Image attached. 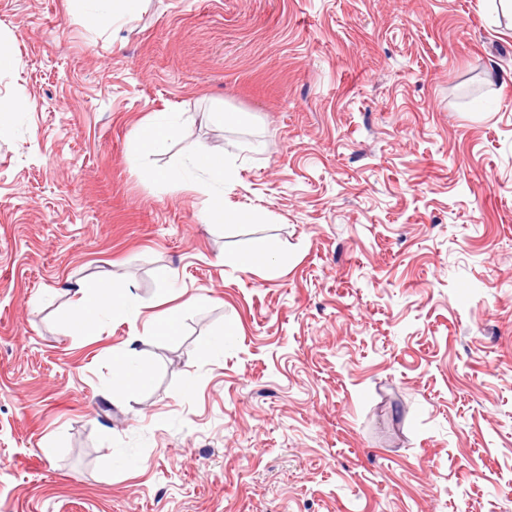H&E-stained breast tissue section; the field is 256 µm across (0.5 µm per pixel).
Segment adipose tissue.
I'll return each mask as SVG.
<instances>
[{"mask_svg":"<svg viewBox=\"0 0 512 512\" xmlns=\"http://www.w3.org/2000/svg\"><path fill=\"white\" fill-rule=\"evenodd\" d=\"M177 129L173 119L157 118L155 122L142 126L138 133V146L129 157L132 168L140 169L144 179L150 181H178V174L161 173L140 166L141 158L149 153L162 150ZM72 302L69 308L70 330L79 336H88L97 328L102 317H122L140 308L137 294L132 287L124 286L104 290L89 282L77 283L71 290ZM137 351L127 347L114 362L112 384L115 391L131 395L151 387L152 373L145 366L134 364Z\"/></svg>","mask_w":512,"mask_h":512,"instance_id":"1","label":"adipose tissue"}]
</instances>
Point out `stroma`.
Masks as SVG:
<instances>
[{"label":"stroma","instance_id":"35a3bbf8","mask_svg":"<svg viewBox=\"0 0 512 512\" xmlns=\"http://www.w3.org/2000/svg\"><path fill=\"white\" fill-rule=\"evenodd\" d=\"M0 38V512H512L506 0H0ZM164 113L144 166L230 182L129 166ZM85 280L137 321L73 335ZM81 4L96 1L103 5L113 20L133 18L140 9L141 0H74ZM177 126L169 117H158L155 122L142 126L138 133V146L129 157L128 162L132 168L138 169L142 177L150 181H181L179 174L172 172L161 173L151 169L142 168L141 158L149 153L162 150L168 139L176 132ZM186 168L209 173L223 181L226 175L234 171L235 165L223 155L214 153L206 147H198L189 156ZM275 245L270 241H258L254 248L247 252H225L224 266H231L240 270H253L268 264L274 253ZM194 306L190 300L181 302L170 307L165 316L150 323L146 330L149 336H170L174 335L182 315ZM136 355V349L130 344L115 359L112 375L113 392L118 391L126 395H133L151 387L153 381L151 371L143 365L132 363V359Z\"/></svg>","mask_w":512,"mask_h":512}]
</instances>
